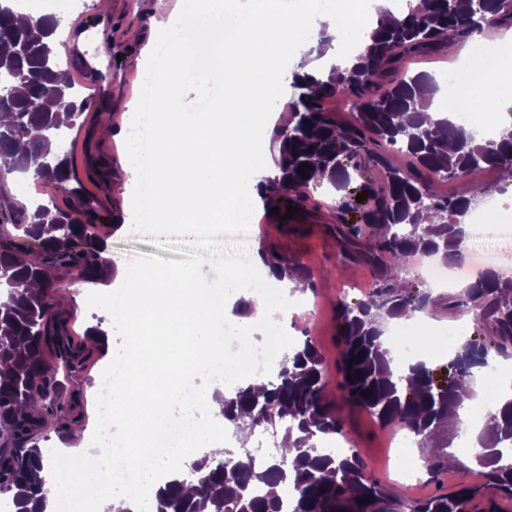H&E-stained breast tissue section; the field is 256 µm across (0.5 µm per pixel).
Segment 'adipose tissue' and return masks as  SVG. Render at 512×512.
Instances as JSON below:
<instances>
[{"label": "adipose tissue", "instance_id": "ef3b65f1", "mask_svg": "<svg viewBox=\"0 0 512 512\" xmlns=\"http://www.w3.org/2000/svg\"><path fill=\"white\" fill-rule=\"evenodd\" d=\"M156 33L181 31L167 68L151 72L142 88L157 105L156 147L147 154L127 153L121 162L125 179L122 194L129 203L127 232L158 236L162 227L179 224L181 234L196 240L203 226L250 220L247 194L272 176V161L263 144L268 137L271 110L287 120L281 105L283 76L280 61L299 56L294 39L298 28L341 36L356 28L351 14L309 12L302 0H185L154 19ZM207 36L224 69V103L218 111L191 112L180 105L182 85L197 47L195 33ZM512 68L498 46H491L481 73L462 87L451 108L484 106L486 116L505 124L512 106V83L500 77ZM151 183H143V171ZM231 280L243 284L251 304L247 324L260 333L283 313L281 300L266 291L265 279L248 271L232 270ZM42 474L51 493L79 496L98 483L100 461L76 449L61 447L43 454Z\"/></svg>", "mask_w": 512, "mask_h": 512}]
</instances>
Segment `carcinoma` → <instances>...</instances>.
<instances>
[{
    "label": "carcinoma",
    "mask_w": 512,
    "mask_h": 512,
    "mask_svg": "<svg viewBox=\"0 0 512 512\" xmlns=\"http://www.w3.org/2000/svg\"><path fill=\"white\" fill-rule=\"evenodd\" d=\"M512 27V0H406L401 17L386 23L379 15L371 43L358 63L330 65L313 82L321 93L293 83L298 93L288 106L291 123L274 131L280 175L261 187L271 207L301 206L310 193L346 192L336 223L326 225L343 254L376 269L379 280L367 298L338 301L339 341L345 404L369 412L384 426H398L415 437L424 469L433 482L448 472V453L430 449L448 422H460L463 397L458 389L487 364L490 350L512 355V279L483 273L461 294L433 298L402 284L409 261L428 257L450 266L465 261L464 217L484 200L487 189L469 180L479 170H512V124L498 138L479 139L448 117L418 110L440 92L434 76L405 70L407 56L436 55L450 42L474 41L485 27ZM56 19L18 26L14 11L0 10V180L18 173L33 182L57 186L70 181L67 130L95 110L78 98L75 83L59 84L60 60L54 49ZM339 94L353 98L356 122L340 125L324 108ZM80 104H74V99ZM65 113L66 121L60 120ZM37 160L30 170V159ZM306 163L308 177L297 173ZM437 181H459L463 190L440 196ZM68 209L37 204L0 209L20 237L40 247L0 245V492L13 493L16 512H45L49 490L40 476V433L64 428V387L59 372L84 367L93 348L74 342L66 311L52 302L47 272L64 269L92 282L108 265L100 238L90 232L101 220L95 201L77 191ZM363 195L364 200L353 202ZM348 213L359 218L351 222ZM262 262L305 288L313 274L294 258L260 255ZM475 313L477 337L448 361L447 378L418 362L410 374L398 372L382 336L391 319L412 311ZM360 361L348 363L353 357ZM363 377H356V372ZM322 359L305 339L285 358L273 382L247 385L224 398V420L235 433L268 426L284 433L280 455L260 468L250 458L234 462L223 450L191 460L196 492L173 473L155 489V512H396L398 495L386 492L364 472L358 452L328 444L342 434L343 418L325 394ZM364 390L368 396L361 395ZM471 467L483 485L417 500L410 512H496V504L475 502L482 486L512 499V400L491 413L474 439Z\"/></svg>",
    "instance_id": "obj_1"
}]
</instances>
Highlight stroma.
<instances>
[{"instance_id": "35a3bbf8", "label": "stroma", "mask_w": 512, "mask_h": 512, "mask_svg": "<svg viewBox=\"0 0 512 512\" xmlns=\"http://www.w3.org/2000/svg\"><path fill=\"white\" fill-rule=\"evenodd\" d=\"M176 0H108L106 9H99L93 0H78L69 12L60 14L56 31V51L66 65L68 74L78 82L98 106L107 111L109 136L98 133L99 122L86 121L70 130L71 162L75 177L69 189H57L52 200L59 208H66L72 199V190L94 197L100 204L102 216L97 233H108L111 261L157 256L165 260L187 259L188 247L157 243L155 238L119 231L125 215L121 196L112 191L109 177L126 153L125 132L134 105L141 92V69L135 65L140 55L157 57L160 38L152 31V19ZM223 94L207 69L187 82L181 104L196 112H211L221 103ZM98 165L100 174L88 176L90 165ZM319 210L314 216L284 223L269 211L261 198L253 200L251 228L244 234L227 235L223 248L228 254L244 253L251 262H259L261 255L296 258L311 268L315 285L303 293L282 319L285 331L294 339L311 338L322 355L327 394L339 398L341 345L338 338L336 303L338 299L356 302L372 291L378 273L370 266L343 257L336 241L325 231L335 223L341 199L335 194H316ZM486 270L512 272V228L499 224L484 227L483 237L468 235L466 260L458 278L468 283L476 274ZM111 277L91 284L69 273L55 279L53 299L60 307L70 310V329L74 340H82L87 328L96 326L112 329L108 313L91 309L86 296L111 288ZM110 362L109 357L89 361L79 372L66 378L69 391L82 394L85 402L78 415L67 416V423L81 421L91 427L95 408L91 397L99 382L101 371ZM343 432L351 446L363 457L367 476L377 479L383 488L396 490L400 512H410L415 500L431 494L435 486L428 481L404 477L398 449L393 446L397 428L381 425L368 412L342 406Z\"/></svg>"}]
</instances>
